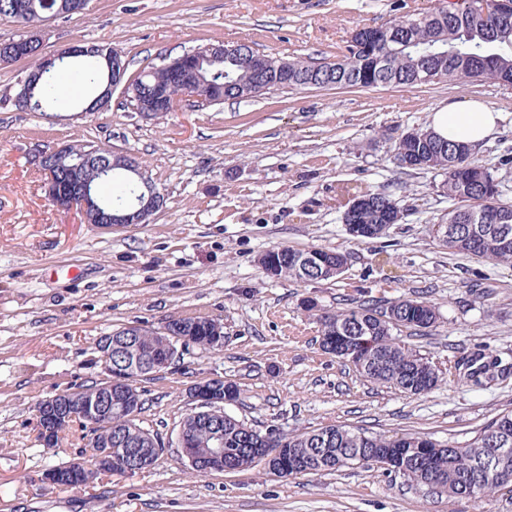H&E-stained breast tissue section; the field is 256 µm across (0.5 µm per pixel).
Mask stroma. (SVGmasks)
Returning a JSON list of instances; mask_svg holds the SVG:
<instances>
[{
    "mask_svg": "<svg viewBox=\"0 0 512 512\" xmlns=\"http://www.w3.org/2000/svg\"><path fill=\"white\" fill-rule=\"evenodd\" d=\"M438 0H89L50 21L52 53L73 44L121 50L129 76L207 42H245L264 55L319 61L344 52L354 30L433 9ZM22 64L0 66V512H512V495L449 499L381 467L288 479L261 465L192 475L176 443L195 403L190 388L234 382L225 410L258 430L349 425L370 435L425 434L464 442L512 410V265L449 253L436 230L452 207L443 173L400 167L398 137L429 124L433 108L480 99L501 114L475 156L512 202V86L469 82L411 88H303L206 108L180 104L157 120L125 108L53 118L18 110ZM91 141L136 154L166 197L152 223L107 230L54 207L37 151ZM382 190L404 213L387 236L358 241L343 222V185ZM326 248L349 255L337 279L268 277L266 250ZM409 296L434 305L436 327L401 339L445 377L420 396L363 377L326 354L304 300L334 311ZM218 318L224 347L192 346L180 363L140 378L136 418L165 448L135 474L97 475L80 488L48 472L81 458L70 436L38 437L35 406L60 390L101 381L100 336L128 324ZM499 360L494 381L447 376L461 357Z\"/></svg>",
    "mask_w": 512,
    "mask_h": 512,
    "instance_id": "stroma-1",
    "label": "stroma"
}]
</instances>
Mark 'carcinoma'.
I'll use <instances>...</instances> for the list:
<instances>
[{"mask_svg":"<svg viewBox=\"0 0 512 512\" xmlns=\"http://www.w3.org/2000/svg\"><path fill=\"white\" fill-rule=\"evenodd\" d=\"M494 0H463L457 8L440 7L415 17L404 16L378 27H362L352 34L346 53L336 60V70L312 71L309 61L288 60V81L297 88L309 81L321 87H413L421 68L434 70L439 82L458 84L484 82L512 85V19L501 21L493 9ZM16 0H0V19L17 25L26 22L15 8ZM211 86L222 84L235 88L254 82L250 70L233 57L203 64ZM108 72L104 61L94 55L64 59L41 72L30 85V109L47 115L66 102L82 110L106 84ZM167 72L160 64L145 67L133 81L137 99L151 96L154 89L167 83ZM459 143H450L424 128L403 134L395 145L399 166L416 170H436L445 174L442 184L455 207L448 211L439 235L442 245L453 254L468 255L494 263L512 264V203L500 200L499 185L492 173L477 161L458 154ZM70 155L95 151L92 163L82 170V186L104 208L127 207L140 192L138 177L112 164V149L90 143L69 145ZM349 202L360 201L344 211L350 223L361 225V239L381 238L403 219V212L388 194L359 185L345 187ZM275 263L277 278L301 282L338 277L333 266L348 262V255L338 250L286 247L266 251L261 264ZM321 328L320 345L324 352L340 359L344 352L354 356L352 364L372 382L389 385L402 393L416 396L434 389L440 381L439 370L428 358L413 351L399 338L401 329H429L438 319L436 309L427 302L400 297L383 305L363 302L353 307L325 311L317 316ZM172 332L148 329L138 337L139 347L147 353L170 352L172 337L190 336V344L211 350L214 336L212 320L183 318ZM496 364L471 360L463 379L481 385L494 378ZM187 429L189 447L194 454L210 460L215 434L224 435V450L235 453L237 469L253 467L252 448L263 433L228 414L218 406L196 409L181 422ZM78 427L85 447L92 449L94 461L106 447L105 434L122 437L112 442V455L139 448L150 456L143 469L159 459L158 436L149 441L143 429L125 419L121 405L112 403L107 426L90 427L80 419L62 421L54 441ZM498 446L512 449V411L493 418L471 440L467 448L450 450L451 443L430 436L408 434L400 437L371 436L348 425H330L312 431L268 432L266 447L278 451L275 458L281 469L303 464L314 472L338 471L358 463L372 448L381 456L395 460L394 473L405 481L428 486L450 497H466L464 482L480 475L482 449Z\"/></svg>","mask_w":512,"mask_h":512,"instance_id":"obj_1","label":"carcinoma"}]
</instances>
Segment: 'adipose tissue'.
I'll return each mask as SVG.
<instances>
[{
  "instance_id": "ef3b65f1",
  "label": "adipose tissue",
  "mask_w": 512,
  "mask_h": 512,
  "mask_svg": "<svg viewBox=\"0 0 512 512\" xmlns=\"http://www.w3.org/2000/svg\"><path fill=\"white\" fill-rule=\"evenodd\" d=\"M498 119L493 105L463 99L434 109L430 128L441 138L474 146L495 132Z\"/></svg>"
}]
</instances>
